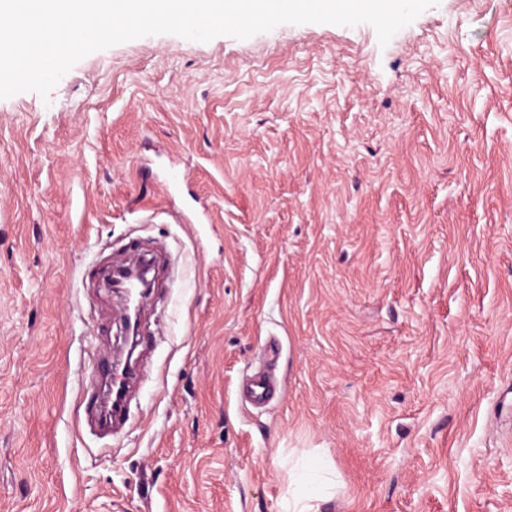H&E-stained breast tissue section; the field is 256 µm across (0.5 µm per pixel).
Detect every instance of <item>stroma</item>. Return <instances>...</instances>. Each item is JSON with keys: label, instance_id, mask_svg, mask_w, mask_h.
<instances>
[{"label": "stroma", "instance_id": "1", "mask_svg": "<svg viewBox=\"0 0 512 512\" xmlns=\"http://www.w3.org/2000/svg\"><path fill=\"white\" fill-rule=\"evenodd\" d=\"M131 238L163 266L105 433L85 271ZM316 462L319 512H512V0L144 36L0 99V512H285ZM101 366L105 371L103 376L107 378L108 390L111 391L120 388L125 391L123 401L119 404H114L109 409L108 420L113 424L125 423L128 418L126 397L135 382L136 372L128 368H123L121 371L113 369L112 364L109 366L103 361H101Z\"/></svg>", "mask_w": 512, "mask_h": 512}]
</instances>
